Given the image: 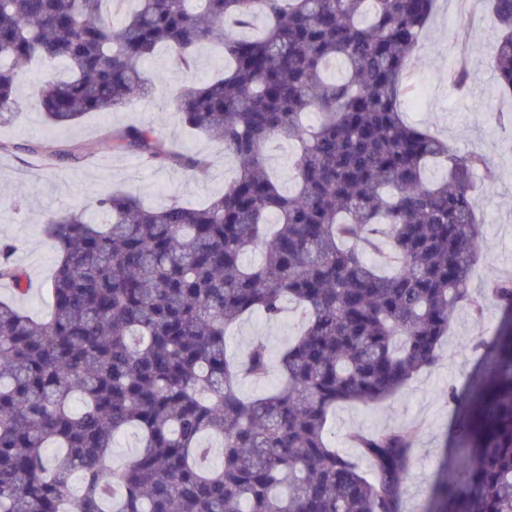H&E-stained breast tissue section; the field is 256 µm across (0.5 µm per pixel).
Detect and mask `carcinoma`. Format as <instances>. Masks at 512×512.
I'll return each instance as SVG.
<instances>
[{
  "label": "carcinoma",
  "mask_w": 512,
  "mask_h": 512,
  "mask_svg": "<svg viewBox=\"0 0 512 512\" xmlns=\"http://www.w3.org/2000/svg\"><path fill=\"white\" fill-rule=\"evenodd\" d=\"M0 0V119L19 110L20 77L60 62L39 93L65 127L131 101L159 48L189 69L216 45L225 68L181 91V121L236 161L202 206L153 209L112 192L106 219L52 216L50 313L31 317L15 245L0 240V512H401L412 429H353L362 471L332 446L339 405L378 406L433 367L455 311L472 301L483 257L472 178L486 165L406 122L405 73L437 0ZM501 35L490 53L512 91V0H492ZM261 32L248 35L257 17ZM318 121L309 125L305 116ZM296 146L295 189L267 171L276 144ZM102 145L152 166L205 172L208 155L173 150L128 126ZM81 163L45 141L0 142ZM438 164L443 176L426 177ZM389 247L393 270L367 257ZM259 247L262 258L248 262ZM501 319L476 337L488 373L458 407L459 464H443L424 512H512V278L492 282ZM296 305L302 331L278 356L282 383L245 396L270 370L256 338L228 356L226 330ZM140 445L121 467L116 437ZM207 437L223 443L210 459Z\"/></svg>",
  "instance_id": "carcinoma-1"
}]
</instances>
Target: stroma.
<instances>
[{
  "label": "stroma",
  "mask_w": 512,
  "mask_h": 512,
  "mask_svg": "<svg viewBox=\"0 0 512 512\" xmlns=\"http://www.w3.org/2000/svg\"><path fill=\"white\" fill-rule=\"evenodd\" d=\"M498 36L489 0H438L425 40L410 66L417 93L402 106L409 122L430 128L460 151H477L488 160L487 169L474 181L487 257L477 263L470 286L471 297L483 306V320L475 322L468 307L459 308L439 348L436 366L416 375L400 393L379 406L337 408L329 424V439L345 452L351 449L346 437L354 428L417 429L404 477L402 512H422L428 505L446 445L455 436V410L448 403V388L453 385L467 392L471 375L482 367L479 352L471 348L473 340L491 334L500 321L499 308L485 298L483 288L489 281L512 277V124L498 119L499 113H512V94L498 87L488 65ZM462 54L470 73L463 89L446 79L448 69ZM223 68V56L208 48L200 51L188 71L174 67L168 54L159 52L146 66L151 80L134 103L89 113L69 127L47 123L37 105L44 69L29 68L21 86L25 104L12 120L0 123V140L20 147L51 139L64 148L80 147L89 158L78 165L61 160L44 166L29 163L20 150L0 154V239L16 245L13 259L27 273L25 310L38 315L49 310L45 287L55 253L43 224L52 214L76 209L102 222L97 200L101 193L112 190L136 195L156 207L174 196L200 203L223 191L235 173L233 159L203 135L186 130L174 110L177 89L201 82ZM127 125L152 127L179 148L206 153L211 161L209 170L200 174L149 167L135 157L100 150L105 133ZM300 325L301 318L291 306L276 323L247 319L230 331L227 348L232 354H242L259 335L276 355Z\"/></svg>",
  "instance_id": "1"
}]
</instances>
